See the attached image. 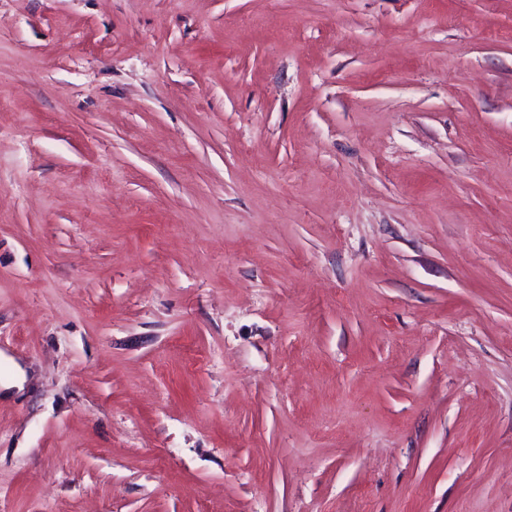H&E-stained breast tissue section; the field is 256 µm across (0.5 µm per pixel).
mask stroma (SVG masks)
<instances>
[{
	"label": "stroma",
	"instance_id": "35a3bbf8",
	"mask_svg": "<svg viewBox=\"0 0 512 512\" xmlns=\"http://www.w3.org/2000/svg\"><path fill=\"white\" fill-rule=\"evenodd\" d=\"M0 512H512V0H0Z\"/></svg>",
	"mask_w": 512,
	"mask_h": 512
}]
</instances>
